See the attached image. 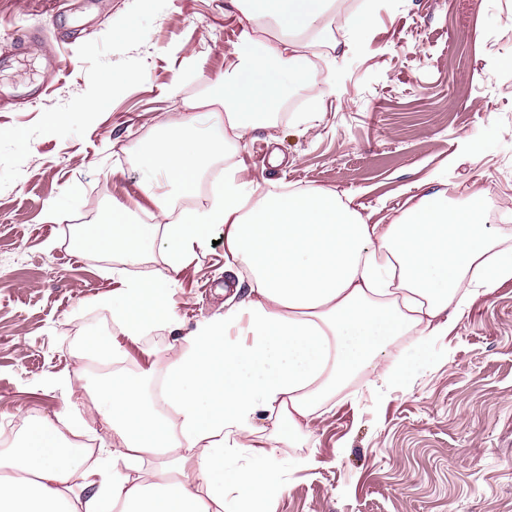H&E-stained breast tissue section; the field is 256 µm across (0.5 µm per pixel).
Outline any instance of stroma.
Instances as JSON below:
<instances>
[{"label":"stroma","instance_id":"35a3bbf8","mask_svg":"<svg viewBox=\"0 0 512 512\" xmlns=\"http://www.w3.org/2000/svg\"><path fill=\"white\" fill-rule=\"evenodd\" d=\"M226 0H0V83H40L33 32L65 58L35 105L0 96V425L28 415L61 424L73 400L46 379H70L94 403L96 378L79 374L81 337L101 331L98 296L112 289L111 255L70 236L101 222L113 201L155 205L143 191L139 141L161 134L245 52ZM370 8L366 38L335 61L313 57L335 83L320 104L293 101L270 127L213 160L220 185L242 168L249 185L329 188L353 197L371 222L390 223L433 174L449 201L489 190L512 204V0H350ZM117 77L98 111L85 100ZM56 112L75 113L55 128ZM177 277L178 323L128 344L135 362L223 313V227ZM391 351L413 374L389 385L356 376L328 412L275 463L285 486L275 512H512V281L473 295L448 335L421 358L407 338ZM315 465L293 469V459Z\"/></svg>","mask_w":512,"mask_h":512}]
</instances>
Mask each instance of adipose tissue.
I'll list each match as a JSON object with an SVG mask.
<instances>
[{"instance_id": "ef3b65f1", "label": "adipose tissue", "mask_w": 512, "mask_h": 512, "mask_svg": "<svg viewBox=\"0 0 512 512\" xmlns=\"http://www.w3.org/2000/svg\"><path fill=\"white\" fill-rule=\"evenodd\" d=\"M229 3L256 52L230 61L196 111L139 144L152 174L143 189L157 213L147 222L117 203L111 218L78 231L81 250L117 261L116 286L99 299L112 330L79 348L80 357L112 366L94 387L103 421L98 454L89 458L67 440L85 431L80 411L62 429L22 419L0 476V512H224L229 492L236 512H275L283 489L273 464L278 445L310 430L350 375L367 369L387 383L406 379L409 366L388 353L396 338L426 351L478 290L512 280V226L488 225L476 191L455 205L447 191L427 188L391 223L370 224L336 191L271 183L256 198L231 170L208 206L175 211L159 183L193 192L229 139L269 126L284 88L322 100L323 84L305 64L319 46L339 48L330 16L346 14L360 38L372 24L369 13L349 12L347 0ZM218 225L224 274L247 279L249 298L168 346L170 419L150 403V372L130 367L123 344L174 324L175 275L208 250ZM157 252L164 271L133 273ZM272 413L286 425L275 446L258 441L255 425ZM243 450L250 464L225 475L227 454ZM156 455L159 465L143 471Z\"/></svg>"}]
</instances>
